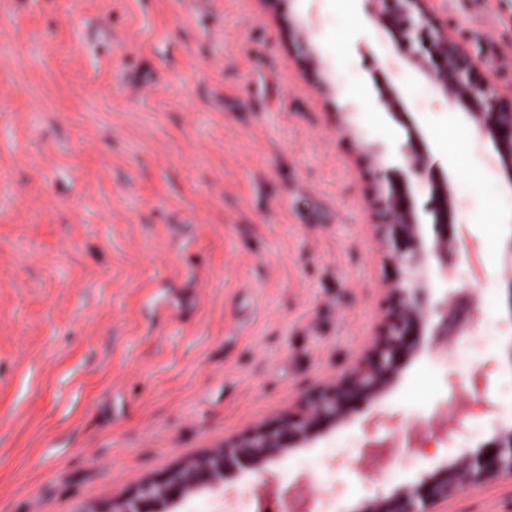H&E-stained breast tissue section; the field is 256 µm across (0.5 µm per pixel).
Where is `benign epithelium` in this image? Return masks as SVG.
<instances>
[{
    "label": "benign epithelium",
    "mask_w": 512,
    "mask_h": 512,
    "mask_svg": "<svg viewBox=\"0 0 512 512\" xmlns=\"http://www.w3.org/2000/svg\"><path fill=\"white\" fill-rule=\"evenodd\" d=\"M375 16L392 28L409 61L430 76L449 103L462 107L493 142L500 169L512 178V110L503 109L488 82L475 74V64L448 31L424 22L428 0H372ZM404 166L388 180L385 223L379 234L395 248L400 273L386 289L384 319L366 352L348 371L302 393L276 425L251 429L205 455L190 459L162 479L147 478L129 495L114 497L92 512H170L207 491L224 499L227 480L243 470L261 471L268 462L284 458L295 448L313 444L328 430L349 423L364 404L383 396L399 379L403 366L423 353L448 346V336L459 327L454 299L445 288L433 299L429 259L437 275L448 282L454 267L448 253L455 245L450 221L452 190L447 180L429 167L423 139L412 133L402 149ZM428 187L430 200L418 211L413 186ZM432 218L434 234L427 240L421 214ZM392 443L370 444L359 459L373 471ZM505 482L512 487V425L501 424L493 437L440 463L418 483H403L387 496L364 501L356 512H445L448 501L470 488ZM266 494L281 497L284 512H313L316 496L298 482L286 488L265 481Z\"/></svg>",
    "instance_id": "benign-epithelium-1"
}]
</instances>
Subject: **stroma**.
I'll list each match as a JSON object with an SVG mask.
<instances>
[{
    "mask_svg": "<svg viewBox=\"0 0 512 512\" xmlns=\"http://www.w3.org/2000/svg\"><path fill=\"white\" fill-rule=\"evenodd\" d=\"M427 8L512 85V0ZM413 130L456 200L460 334L351 423L232 479L249 512L268 475L351 512L431 469L413 438L443 459L512 422V182L367 0H0V512H89L348 368L398 273L377 184ZM458 381L475 414L435 442ZM448 510L512 512V488ZM359 459V465L364 470L373 471L377 464L389 453L392 443L387 440H379L371 443Z\"/></svg>",
    "mask_w": 512,
    "mask_h": 512,
    "instance_id": "obj_1",
    "label": "stroma"
}]
</instances>
